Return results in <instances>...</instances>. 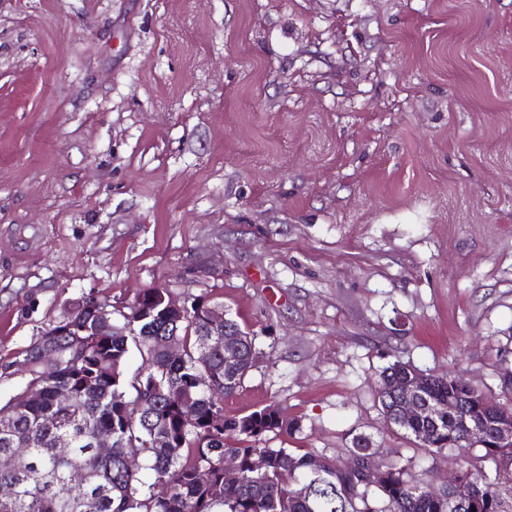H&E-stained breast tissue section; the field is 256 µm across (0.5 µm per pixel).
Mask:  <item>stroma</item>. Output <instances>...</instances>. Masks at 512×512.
Instances as JSON below:
<instances>
[{
	"label": "stroma",
	"mask_w": 512,
	"mask_h": 512,
	"mask_svg": "<svg viewBox=\"0 0 512 512\" xmlns=\"http://www.w3.org/2000/svg\"><path fill=\"white\" fill-rule=\"evenodd\" d=\"M210 294L257 335L227 415L442 486L381 372L512 369V0H0V400L88 295Z\"/></svg>",
	"instance_id": "stroma-1"
}]
</instances>
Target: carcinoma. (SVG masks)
Returning <instances> with one entry per match:
<instances>
[{
    "instance_id": "obj_1",
    "label": "carcinoma",
    "mask_w": 512,
    "mask_h": 512,
    "mask_svg": "<svg viewBox=\"0 0 512 512\" xmlns=\"http://www.w3.org/2000/svg\"><path fill=\"white\" fill-rule=\"evenodd\" d=\"M165 288L142 294L144 320L114 307L112 322L95 325L87 296L73 303L68 318L82 336H58L52 326L26 350L25 388L0 404V485L14 495L0 500V512H448L450 495L432 496L421 482L408 478L398 461L383 462L370 438L356 435L348 451L361 466L382 471L384 483L369 497L371 484L362 472L340 469L334 457L299 448H269V433L289 431L294 422L282 410L267 405L244 416H224L213 428L211 416L224 412V399L242 388L257 358L256 338L230 313L225 335L211 336L205 318L214 305L197 296L184 309L179 323L169 319L162 295ZM176 329L173 340L183 356L171 359L162 351L161 329ZM212 363H197L202 346ZM141 365L127 372L132 354ZM230 357L233 364H224ZM404 364L387 367L379 385L382 411L393 406V392L408 378ZM67 385L72 399L56 401V388ZM38 394L20 401L26 388ZM175 389L194 402L193 419L184 417L165 397ZM428 409L402 429L429 454L448 450V459L473 493L459 512H512V444H500L487 414L486 429L473 433L448 416V397L459 396L463 410L485 413L489 398L481 391L457 387L453 374L434 375L424 390ZM150 401L148 415L132 420L125 413L130 398ZM112 430V448L101 455L94 448L97 430ZM429 434L426 443L420 433ZM67 440V454L57 444ZM26 448L23 458L14 449ZM138 455L131 468L128 457ZM237 460L240 477L224 480V457ZM494 465L489 473L486 465ZM169 494L158 499L156 484Z\"/></svg>"
}]
</instances>
